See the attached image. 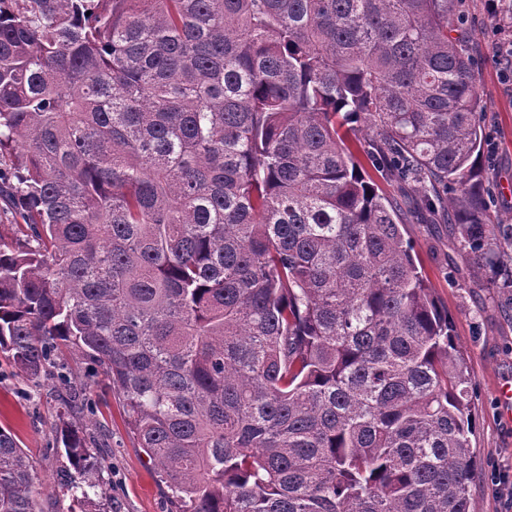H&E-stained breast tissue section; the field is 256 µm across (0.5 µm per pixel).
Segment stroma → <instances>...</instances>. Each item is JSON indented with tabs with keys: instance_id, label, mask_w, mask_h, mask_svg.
I'll return each mask as SVG.
<instances>
[{
	"instance_id": "35a3bbf8",
	"label": "stroma",
	"mask_w": 512,
	"mask_h": 512,
	"mask_svg": "<svg viewBox=\"0 0 512 512\" xmlns=\"http://www.w3.org/2000/svg\"><path fill=\"white\" fill-rule=\"evenodd\" d=\"M465 46L476 59L484 101L485 143L482 166L493 183L492 210L498 223L512 224V78L496 56L497 16L489 0H462ZM405 236L416 263L447 309L455 341L468 361L477 392L472 440L481 472L493 465L512 467V415L503 410L498 391L512 385V301L491 288L507 271L476 274L469 254L451 224H409ZM64 381L56 376L31 388L17 368L0 357V428L15 435L26 452L41 489L45 512H68L70 500L59 490L67 460L58 448L54 425ZM95 439L110 457L105 481L112 488V512H173L171 492L160 480L143 448L130 433L122 401L105 376L93 383Z\"/></svg>"
}]
</instances>
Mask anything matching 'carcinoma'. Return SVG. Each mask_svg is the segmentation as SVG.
<instances>
[{
  "instance_id": "cac0c4a2",
  "label": "carcinoma",
  "mask_w": 512,
  "mask_h": 512,
  "mask_svg": "<svg viewBox=\"0 0 512 512\" xmlns=\"http://www.w3.org/2000/svg\"><path fill=\"white\" fill-rule=\"evenodd\" d=\"M459 2L0 0V357L102 369L176 512H470L473 382L360 162L509 257ZM0 512H44L1 429Z\"/></svg>"
}]
</instances>
